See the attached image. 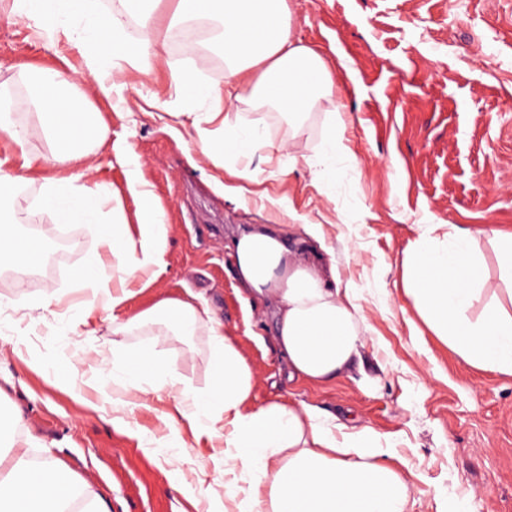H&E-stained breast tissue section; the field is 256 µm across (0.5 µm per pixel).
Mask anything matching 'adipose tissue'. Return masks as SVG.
<instances>
[{"label": "adipose tissue", "instance_id": "ef3b65f1", "mask_svg": "<svg viewBox=\"0 0 512 512\" xmlns=\"http://www.w3.org/2000/svg\"><path fill=\"white\" fill-rule=\"evenodd\" d=\"M207 13L221 23L220 49L234 69L220 87L200 83L190 70L172 73L171 79L183 98L206 106L196 129L200 152L247 162L270 149L262 134L228 126L217 140L207 125L239 100L251 69L265 64L258 85L275 84L274 99L286 112L303 111L316 94H331L333 82L314 50L290 40L286 0H211ZM5 18L34 21L66 35L85 59L79 69H29L26 95L0 107V134L22 141L11 112H43L54 143L49 161L67 173L49 183L41 205L54 211L58 223L92 225L107 248L106 254L92 255L77 275L90 289L80 311L88 316L116 310L134 295L135 285L152 281L166 226L146 190L140 193L136 233L101 222L107 193L90 180L87 148L106 147L108 131L90 119L85 91L107 98L120 90L121 73L111 66L117 59L134 63L144 80H151L159 56L149 43L123 40L118 19L104 20L91 0H12ZM305 72L313 74L312 83L302 80ZM472 242V232L459 229L446 250L427 241L407 247L404 292L425 325L466 364L512 378V313L490 303L477 319L468 316L486 291ZM233 258L240 286L275 303L274 336L289 380L330 382L360 359L367 342L363 317L354 289L341 287L335 261H299L287 237L263 226L240 230ZM158 322L173 324L186 336L207 329L212 381L197 388L184 374L172 372L169 385L177 405L163 422L170 426L180 418L193 428L207 425L219 446L213 461L224 468L225 494L237 512H411L409 479L372 428L327 424L316 408L292 401L253 406L254 368L197 296L164 300L114 324L112 333L126 336L135 326ZM112 354L117 378L129 392L142 391L160 369L149 345L117 346ZM65 472L56 461L36 467L26 455L15 456L0 479V512H72L79 498L86 500V512H110L104 494L90 486L59 488Z\"/></svg>", "mask_w": 512, "mask_h": 512}]
</instances>
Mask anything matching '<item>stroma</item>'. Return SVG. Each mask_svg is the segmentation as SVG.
<instances>
[{"mask_svg": "<svg viewBox=\"0 0 512 512\" xmlns=\"http://www.w3.org/2000/svg\"><path fill=\"white\" fill-rule=\"evenodd\" d=\"M177 0H157L156 25H123L159 54L151 82L130 64L111 98L91 95L110 146L92 151L95 182L112 197L104 207L136 228L141 199L130 191L139 173L167 224L166 247L148 285L117 313L78 321L72 306L88 299L76 288L83 259L103 251L87 225H56L41 207L44 183L61 177L45 164L53 145L36 110L13 113L23 145L0 135V167L16 174L0 220L23 214L20 230L46 244V262L21 271L0 263V449L53 458L72 479L103 492L112 512H207L225 505L224 476L212 470L207 431L181 429L174 443L161 418L174 399L148 393L131 433L112 425V318H132L169 298L201 295L257 373L254 402L295 400L337 422L374 429L383 447L406 463L413 512H512V378L468 366L416 318L402 291L405 248L429 237L476 230L483 275L501 303L512 300L496 246L480 227L512 232V0H287L292 41L317 52L334 82L300 112L264 106L245 86L230 115L286 144L259 163L255 194L236 191L233 160L199 153L193 113L178 99L169 73L191 66L176 54L168 28ZM83 64L64 40L43 36L30 21L0 22V98H21L29 67ZM169 104L151 107L152 96ZM337 135L335 191L318 179L321 148ZM134 151L137 167L126 162ZM280 224L293 253L310 261L315 242L304 225L319 224L336 253L342 283L360 295L368 338L363 372L316 385L288 381L273 334L274 304L241 288L230 245L240 228ZM66 289L61 303L46 294ZM129 349L152 341L165 363L202 387L212 380L205 330L183 336L149 323L122 337ZM78 371V386L60 383L58 365ZM209 467L211 499H200L196 474Z\"/></svg>", "mask_w": 512, "mask_h": 512, "instance_id": "1", "label": "stroma"}]
</instances>
